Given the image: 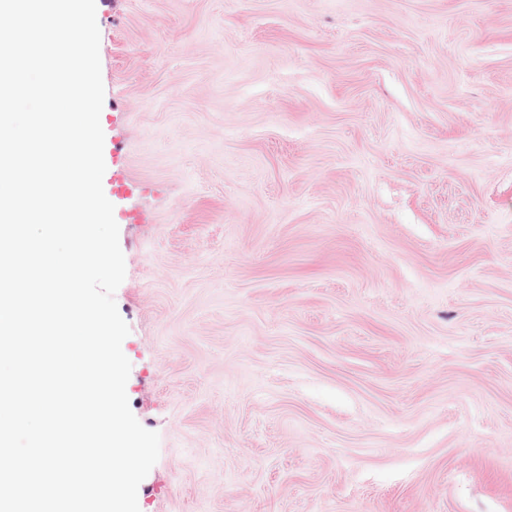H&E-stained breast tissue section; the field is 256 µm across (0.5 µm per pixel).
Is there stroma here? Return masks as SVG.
<instances>
[{
    "instance_id": "obj_1",
    "label": "stroma",
    "mask_w": 512,
    "mask_h": 512,
    "mask_svg": "<svg viewBox=\"0 0 512 512\" xmlns=\"http://www.w3.org/2000/svg\"><path fill=\"white\" fill-rule=\"evenodd\" d=\"M140 512H512V0H96Z\"/></svg>"
}]
</instances>
